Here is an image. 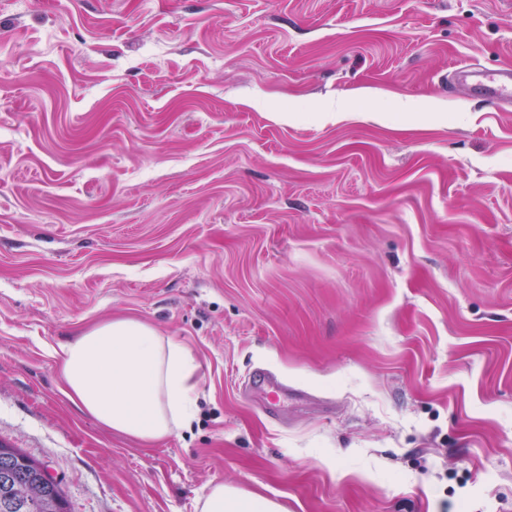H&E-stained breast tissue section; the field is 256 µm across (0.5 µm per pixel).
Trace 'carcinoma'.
<instances>
[{"label":"carcinoma","instance_id":"obj_1","mask_svg":"<svg viewBox=\"0 0 512 512\" xmlns=\"http://www.w3.org/2000/svg\"><path fill=\"white\" fill-rule=\"evenodd\" d=\"M45 465L0 441V512H69L57 481L44 479Z\"/></svg>","mask_w":512,"mask_h":512}]
</instances>
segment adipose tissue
<instances>
[{"label": "adipose tissue", "mask_w": 512, "mask_h": 512, "mask_svg": "<svg viewBox=\"0 0 512 512\" xmlns=\"http://www.w3.org/2000/svg\"><path fill=\"white\" fill-rule=\"evenodd\" d=\"M61 392L83 413L149 445L190 427L200 365L192 352L143 321L116 318L84 330L54 351ZM197 512H283L263 495L224 484L197 499Z\"/></svg>", "instance_id": "adipose-tissue-1"}]
</instances>
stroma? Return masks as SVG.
Listing matches in <instances>:
<instances>
[{"mask_svg":"<svg viewBox=\"0 0 512 512\" xmlns=\"http://www.w3.org/2000/svg\"><path fill=\"white\" fill-rule=\"evenodd\" d=\"M459 64L512 0H0V441L71 512H512V109ZM118 316L201 365L149 446L58 389ZM262 393L266 397L264 406L266 409L274 411L277 409L281 398L288 399V384L279 379L274 373L263 367H256L249 377L245 386L247 391ZM198 512H283L282 507L263 495L215 484L197 499Z\"/></svg>","mask_w":512,"mask_h":512,"instance_id":"obj_1","label":"stroma"}]
</instances>
